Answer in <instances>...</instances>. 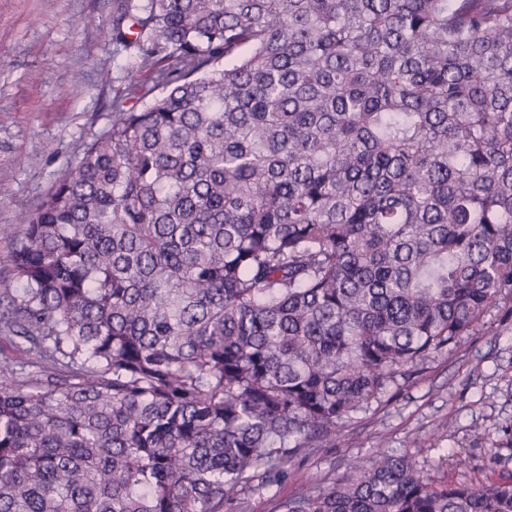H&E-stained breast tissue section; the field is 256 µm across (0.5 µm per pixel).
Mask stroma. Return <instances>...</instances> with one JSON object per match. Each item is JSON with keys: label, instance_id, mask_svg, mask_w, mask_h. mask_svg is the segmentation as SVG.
Returning a JSON list of instances; mask_svg holds the SVG:
<instances>
[{"label": "stroma", "instance_id": "1", "mask_svg": "<svg viewBox=\"0 0 512 512\" xmlns=\"http://www.w3.org/2000/svg\"><path fill=\"white\" fill-rule=\"evenodd\" d=\"M119 0H0V280L11 277L17 216L34 208L108 122L125 84L112 42ZM414 456L435 482L512 474V300L458 348L345 419L325 448L298 456L286 481L247 492L248 512L317 490L354 461Z\"/></svg>", "mask_w": 512, "mask_h": 512}]
</instances>
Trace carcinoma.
Wrapping results in <instances>:
<instances>
[{
    "label": "carcinoma",
    "mask_w": 512,
    "mask_h": 512,
    "mask_svg": "<svg viewBox=\"0 0 512 512\" xmlns=\"http://www.w3.org/2000/svg\"><path fill=\"white\" fill-rule=\"evenodd\" d=\"M120 2L128 97L0 286V512H246L512 299V0ZM278 508L512 512V476L380 452Z\"/></svg>",
    "instance_id": "cac0c4a2"
}]
</instances>
